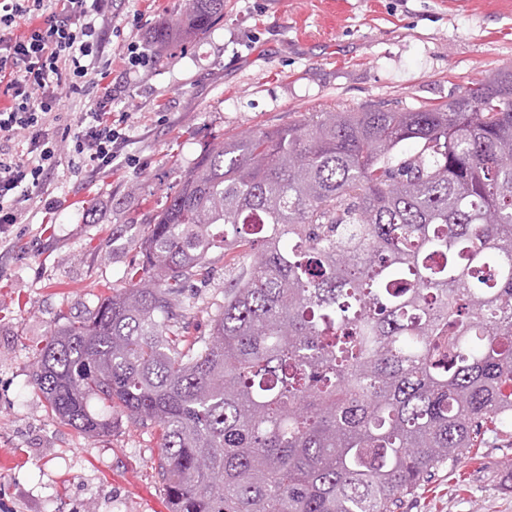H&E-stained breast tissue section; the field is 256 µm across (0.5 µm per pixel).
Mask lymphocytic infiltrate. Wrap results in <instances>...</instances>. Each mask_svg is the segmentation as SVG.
Masks as SVG:
<instances>
[{
	"label": "lymphocytic infiltrate",
	"mask_w": 512,
	"mask_h": 512,
	"mask_svg": "<svg viewBox=\"0 0 512 512\" xmlns=\"http://www.w3.org/2000/svg\"><path fill=\"white\" fill-rule=\"evenodd\" d=\"M121 10L119 0H0L1 235L24 202L54 207L60 164L119 165L129 115L112 103L141 63L134 46L108 49Z\"/></svg>",
	"instance_id": "lymphocytic-infiltrate-1"
}]
</instances>
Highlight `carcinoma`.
Wrapping results in <instances>:
<instances>
[{"label": "carcinoma", "mask_w": 512, "mask_h": 512, "mask_svg": "<svg viewBox=\"0 0 512 512\" xmlns=\"http://www.w3.org/2000/svg\"><path fill=\"white\" fill-rule=\"evenodd\" d=\"M188 2L196 30L224 15ZM238 249L190 335L174 295ZM126 278L37 350L52 415L159 428L169 512H394L512 430V70L209 146Z\"/></svg>", "instance_id": "cac0c4a2"}]
</instances>
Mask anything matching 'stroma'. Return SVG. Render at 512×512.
<instances>
[{
	"instance_id": "1",
	"label": "stroma",
	"mask_w": 512,
	"mask_h": 512,
	"mask_svg": "<svg viewBox=\"0 0 512 512\" xmlns=\"http://www.w3.org/2000/svg\"><path fill=\"white\" fill-rule=\"evenodd\" d=\"M183 7L127 0L113 47L164 30ZM145 50L148 67L114 103L130 114L124 166L65 173L53 212L32 209L0 240V512H167L158 429L119 411L108 435L62 424L34 384L37 348L127 288L147 225L205 147L310 112L447 103L512 70V0H224L210 29ZM243 261L213 254L191 280L194 335L208 334ZM473 454L395 512H512V435L487 434Z\"/></svg>"
}]
</instances>
